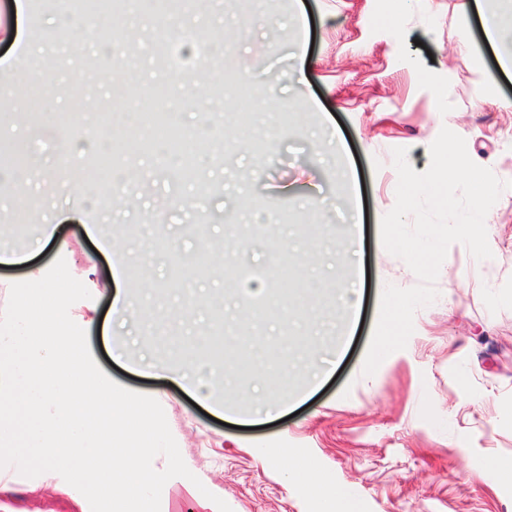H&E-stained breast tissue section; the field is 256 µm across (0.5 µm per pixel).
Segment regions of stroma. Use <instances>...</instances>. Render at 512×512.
I'll return each instance as SVG.
<instances>
[{"label":"stroma","mask_w":512,"mask_h":512,"mask_svg":"<svg viewBox=\"0 0 512 512\" xmlns=\"http://www.w3.org/2000/svg\"><path fill=\"white\" fill-rule=\"evenodd\" d=\"M461 0H287L273 13L263 0L228 12L224 0L183 9L198 24L162 31L153 15L129 7L146 31L138 53L117 47L112 18H90L66 0H0V61L12 37L44 45L40 61L0 64V154L34 167L30 182L0 179V311L12 283L39 278L57 258L92 294L70 309L91 355L115 383L154 396L181 455L232 512H323L293 477L298 460L318 479L352 495L360 512H512V76L498 68L477 27H464ZM283 34L269 41L270 28ZM238 41L227 42L229 33ZM306 41L305 54L295 45ZM129 71L127 87L116 69ZM207 82L184 86L170 70ZM170 101L175 123L196 153L180 182L134 129L113 124L152 94ZM293 101L296 124L278 123ZM60 119L79 137L64 156L40 135ZM340 133L331 143L328 125ZM466 141L479 165L510 182L486 220L492 259L453 244L436 282L438 297L419 309L405 349L376 373L361 374L384 284L410 288L417 276L379 243V219L395 204L392 150L404 147L416 172L441 128ZM112 143L88 149L95 129ZM125 167L144 178L134 206L117 189L80 172ZM52 185L31 193V184ZM38 204V227L18 246L11 227L26 223L18 199ZM55 227L37 247L40 225ZM139 225L122 240L141 282L132 301L155 308L157 322L109 317L115 286L102 238ZM289 252H282V240ZM341 281L353 296L320 285ZM307 303L282 320L281 293ZM191 300L189 313L170 309ZM124 340L128 362L112 360ZM174 359L210 363L234 386L240 414L260 405L283 415L235 429L214 420L166 377ZM310 380L297 400L276 388L281 364ZM215 499V501H216ZM198 503L182 478L169 480L160 512H217ZM0 512H90L61 476L0 469Z\"/></svg>","instance_id":"1"}]
</instances>
